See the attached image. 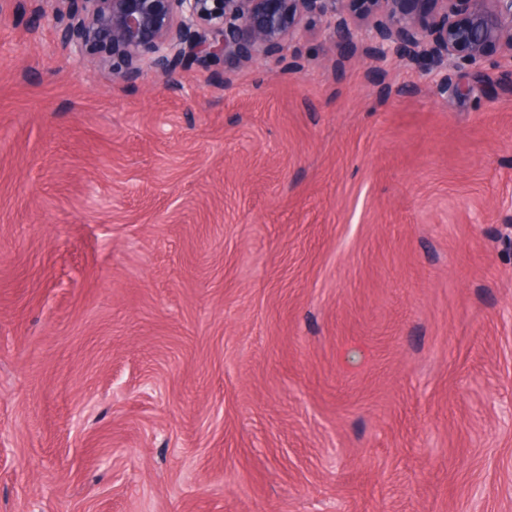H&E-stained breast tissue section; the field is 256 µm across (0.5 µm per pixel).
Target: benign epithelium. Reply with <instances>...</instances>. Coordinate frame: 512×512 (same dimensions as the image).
<instances>
[{
    "label": "benign epithelium",
    "instance_id": "obj_1",
    "mask_svg": "<svg viewBox=\"0 0 512 512\" xmlns=\"http://www.w3.org/2000/svg\"><path fill=\"white\" fill-rule=\"evenodd\" d=\"M307 15L336 47V70L342 49L365 43L423 75L479 69L498 52L512 58V0H39L33 20L54 23L73 59L100 54L115 82L150 75L168 87L193 63L280 62Z\"/></svg>",
    "mask_w": 512,
    "mask_h": 512
}]
</instances>
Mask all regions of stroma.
<instances>
[{
    "label": "stroma",
    "instance_id": "1",
    "mask_svg": "<svg viewBox=\"0 0 512 512\" xmlns=\"http://www.w3.org/2000/svg\"><path fill=\"white\" fill-rule=\"evenodd\" d=\"M0 0V512H512V61L173 88Z\"/></svg>",
    "mask_w": 512,
    "mask_h": 512
}]
</instances>
